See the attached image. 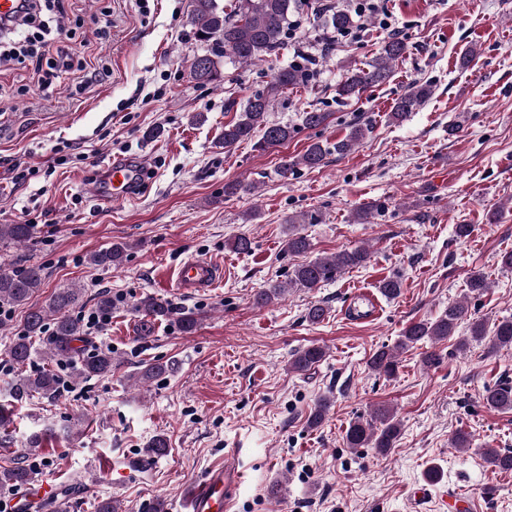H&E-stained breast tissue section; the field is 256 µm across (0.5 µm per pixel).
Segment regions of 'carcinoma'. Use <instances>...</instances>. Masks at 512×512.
<instances>
[{"label": "carcinoma", "mask_w": 512, "mask_h": 512, "mask_svg": "<svg viewBox=\"0 0 512 512\" xmlns=\"http://www.w3.org/2000/svg\"><path fill=\"white\" fill-rule=\"evenodd\" d=\"M300 0H235L232 10L224 9L221 0H192L190 24L195 39L206 45V50L191 60L193 78L201 85H212L222 78L224 64L254 66L276 54L288 39L290 16L298 8ZM318 17L322 19L323 35L331 38L353 26L351 13L327 6ZM407 44L390 37L384 42L378 55L368 64V68H352L336 87V94L342 99L358 96L370 88L389 81L393 76L395 63L407 53ZM313 72L309 67L290 63L275 72L266 88L253 94L243 107L238 119L224 126L222 143L230 149L234 145L262 133L256 147L265 150L280 145L297 133L294 126L273 124L267 116L280 96L288 88L301 87L309 83ZM432 95V85L415 83L400 94L391 106L390 119L394 122L406 120L412 112L421 107ZM327 114L318 110L302 113L301 123L307 129H316L325 124ZM369 133V128L355 125L348 135L334 143L314 141L296 158L281 159L276 174L287 180L302 168L321 167L328 156L342 157L359 145ZM320 216L308 212L288 220L291 231L285 243L290 254H302L310 249L306 236L293 230L297 224H317ZM32 224H1L0 244L24 246L34 237ZM127 256V245L113 244L105 249L89 254L87 263L93 267L118 269ZM369 254L364 249H351L338 252L331 257H318L296 266L288 276V287L312 290L321 284L333 281L338 273L346 269L364 266ZM44 270L39 265H29L21 269H0V305L19 307L28 303L42 288ZM82 294L80 288H59L39 307H31L25 315L24 333L16 337L9 349L11 360L20 368L26 367L35 353L34 338L41 336L47 326H53L51 346L42 350L47 361L73 360L74 377L87 379L105 377L112 373L114 361L112 351L97 350L91 354L77 353L73 342L86 343L88 337L84 325L70 315V310L78 303ZM136 308L152 317L173 315L171 303L162 297L147 295L139 300ZM469 321L470 337L457 342L460 349L470 343H487L488 351L512 346V319H503L488 327V321L474 317L466 303L448 307L433 320H420L410 323L403 330L398 345L408 348L429 338L446 340L453 336L459 324ZM325 352L318 346H309L299 351L290 363V368L305 372L320 363ZM369 367L382 375L391 377L396 373L398 362L394 353L386 348L376 350L369 360ZM171 366L154 362L145 365L137 372L138 380L147 384L169 372ZM61 377L51 370L37 371L20 375L12 386V397L27 398L40 395L54 398L60 391ZM483 402L497 410H512V382L502 381L488 386L482 394ZM400 435V422L386 407L374 410L366 420L352 421L346 430L344 441L349 448H375L385 454L394 447ZM486 462L496 470L512 472L511 449H484ZM33 481V471L22 463L0 471V492H8L19 485Z\"/></svg>", "instance_id": "obj_1"}]
</instances>
